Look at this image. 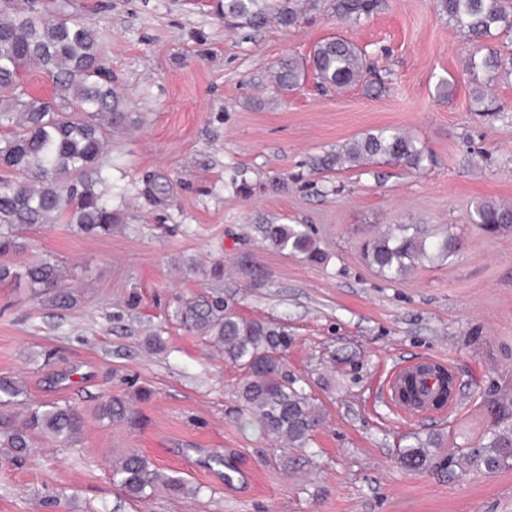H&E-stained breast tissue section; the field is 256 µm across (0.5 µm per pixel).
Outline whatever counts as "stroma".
Segmentation results:
<instances>
[{
    "mask_svg": "<svg viewBox=\"0 0 512 512\" xmlns=\"http://www.w3.org/2000/svg\"><path fill=\"white\" fill-rule=\"evenodd\" d=\"M68 9L97 30L133 122L114 132L94 174L119 216L111 234L41 224L7 258L19 269L52 256L74 302L58 308L26 281L0 284V376L18 382L26 405L69 403L85 426L71 443L35 439L20 462L0 447V512H512V468L409 471L396 461L415 432L458 456L491 428L494 401L512 397V230L490 236L469 221L480 200L512 207V75L472 68L469 41L434 0H380L355 26L324 0L297 26L259 31L225 25L211 0ZM336 35L366 49L382 91L322 89L311 77L276 91L280 60L307 61ZM442 78L454 83L446 98ZM479 90L500 111H478ZM382 127L426 147L427 169L384 159L309 168ZM152 181L165 194L150 193ZM242 181L250 195L237 193ZM266 223L305 225L320 259L278 251L259 231ZM392 224L452 227L460 248L388 280L359 245ZM195 297L287 331L284 366L322 413L311 447L283 449L242 411V369L175 315ZM155 335L162 348L150 346ZM421 359L449 370L455 399L415 421L387 386ZM111 397L127 415L98 420ZM132 449L187 493L125 496L112 466Z\"/></svg>",
    "mask_w": 512,
    "mask_h": 512,
    "instance_id": "35a3bbf8",
    "label": "stroma"
}]
</instances>
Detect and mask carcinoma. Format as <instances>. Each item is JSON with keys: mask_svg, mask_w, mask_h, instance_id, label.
Segmentation results:
<instances>
[{"mask_svg": "<svg viewBox=\"0 0 512 512\" xmlns=\"http://www.w3.org/2000/svg\"><path fill=\"white\" fill-rule=\"evenodd\" d=\"M319 0H215V12L236 29L260 30L270 24L287 29L297 25L303 13L318 9ZM448 16L476 44L473 65L505 69L512 74V56L487 51L482 41L512 36V0H438ZM378 8V0H335L336 17L357 24ZM39 71L52 83V94L38 97L28 91L26 76ZM367 53L351 40L335 36L318 42L309 65L288 57L272 72L273 83L283 91L300 88L313 73L322 88L355 84L370 73ZM131 122L124 96L112 85L105 55L96 31L68 12L66 2L56 4L48 18L37 0L26 7L0 9V128L9 136L0 139V169L10 173L0 179V256L27 248L23 231L38 224L60 221L74 224L79 232L96 236L112 231L117 215L91 177L102 160L112 130ZM387 158L410 170L425 168L426 148L390 127L366 132L359 138L314 160L321 169L345 164L364 167ZM472 223L488 233L512 228V208L490 201L476 203ZM263 238L281 251L298 252L310 259L320 256L315 240L299 224H264ZM459 241L451 231L430 224H394L366 240L361 247L366 263L390 280L405 277L416 266L444 260L454 254ZM67 272L50 257L27 264L18 271L0 264V283L25 279L57 306L73 302L64 283ZM188 328L213 340L224 359L246 370L238 397L263 428L290 448H307L320 413L313 399L288 375L279 351L285 347L284 331L260 320L243 318L222 300L188 301L176 310ZM448 383L441 368L424 367L412 375L414 403L421 397L433 405L445 402L447 390H437L428 380ZM23 389L16 381L0 377V444L12 449L15 459L29 456L37 436L71 441L83 430L84 419L71 405L53 404L45 409L15 410ZM512 401L497 403L498 421L476 447L458 456L461 471L494 474L512 467ZM127 414L124 401L106 400L98 418L110 421ZM434 435L406 437L398 448L399 464L408 470L448 466ZM112 479L126 496L145 498L158 486L182 494V479L170 476L136 450L127 452L112 466Z\"/></svg>", "mask_w": 512, "mask_h": 512, "instance_id": "carcinoma-1", "label": "carcinoma"}]
</instances>
